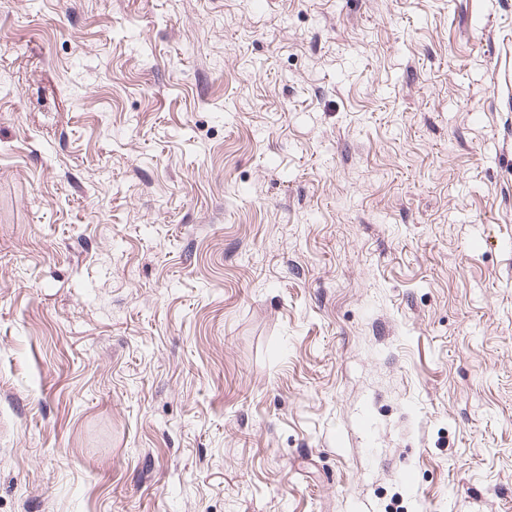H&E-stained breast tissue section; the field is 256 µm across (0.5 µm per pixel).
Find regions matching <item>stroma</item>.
<instances>
[{"label": "stroma", "mask_w": 512, "mask_h": 512, "mask_svg": "<svg viewBox=\"0 0 512 512\" xmlns=\"http://www.w3.org/2000/svg\"><path fill=\"white\" fill-rule=\"evenodd\" d=\"M0 512H512V0H0Z\"/></svg>", "instance_id": "1"}]
</instances>
